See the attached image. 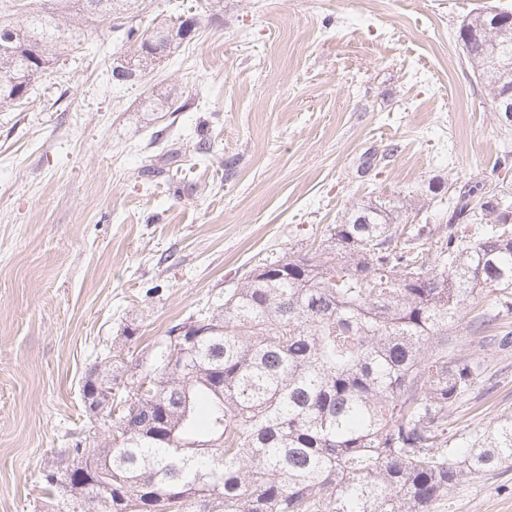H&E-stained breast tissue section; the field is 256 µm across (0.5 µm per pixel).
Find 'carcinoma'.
<instances>
[{"mask_svg": "<svg viewBox=\"0 0 512 512\" xmlns=\"http://www.w3.org/2000/svg\"><path fill=\"white\" fill-rule=\"evenodd\" d=\"M138 0H0V107L84 29L117 20L145 75L224 9L205 0L179 24L140 29ZM494 15L470 13L458 38L492 103L512 104V24L482 36ZM174 94L146 112H169ZM448 196L437 224H403L404 203L381 197L351 209L305 253L265 259L224 299L196 316L184 356L148 362L122 352L89 372L112 382L140 365L153 373L122 389L112 439L95 443L82 507L64 512H433L448 487L512 464V416L448 435V412L481 375L457 330L485 336L512 313V191L475 184ZM481 309L475 322L468 308Z\"/></svg>", "mask_w": 512, "mask_h": 512, "instance_id": "obj_1", "label": "carcinoma"}]
</instances>
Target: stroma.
<instances>
[{
	"instance_id": "stroma-1",
	"label": "stroma",
	"mask_w": 512,
	"mask_h": 512,
	"mask_svg": "<svg viewBox=\"0 0 512 512\" xmlns=\"http://www.w3.org/2000/svg\"><path fill=\"white\" fill-rule=\"evenodd\" d=\"M483 7L512 0H224L125 82L105 23L0 107V512H51L43 476L84 435L82 382L110 352L151 358L169 326L353 206L392 195L402 223L444 226L449 187L512 185V135L458 37ZM169 91L179 111L149 120ZM210 139L215 163L197 153ZM462 352L485 373L452 433L512 415V346ZM435 512H512V464Z\"/></svg>"
}]
</instances>
